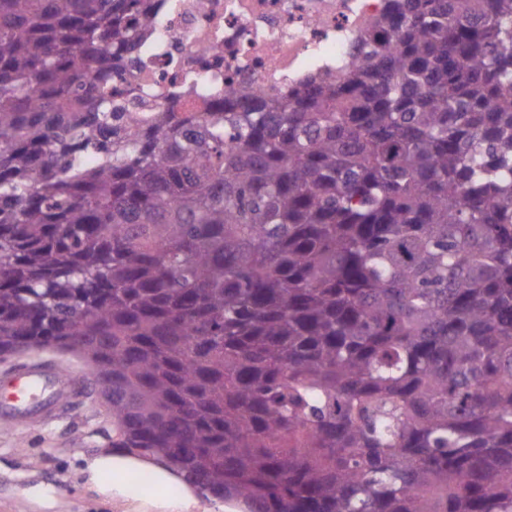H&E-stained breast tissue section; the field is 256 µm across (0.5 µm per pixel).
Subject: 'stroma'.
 Segmentation results:
<instances>
[{
	"mask_svg": "<svg viewBox=\"0 0 512 512\" xmlns=\"http://www.w3.org/2000/svg\"><path fill=\"white\" fill-rule=\"evenodd\" d=\"M30 364L62 367L79 377L80 389L64 395L53 380H44L35 397L40 413L22 422L0 421V512H234L152 461L113 472L112 488L104 490L87 469L107 453L100 431L108 411L89 366L75 355L49 350L12 357L8 366L17 372ZM142 470L153 481L133 488Z\"/></svg>",
	"mask_w": 512,
	"mask_h": 512,
	"instance_id": "stroma-1",
	"label": "stroma"
}]
</instances>
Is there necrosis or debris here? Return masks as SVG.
<instances>
[{"instance_id":"obj_1","label":"necrosis or debris","mask_w":512,"mask_h":512,"mask_svg":"<svg viewBox=\"0 0 512 512\" xmlns=\"http://www.w3.org/2000/svg\"><path fill=\"white\" fill-rule=\"evenodd\" d=\"M387 0H164L154 27L131 54V118L143 123L167 99L181 96L200 111L234 87L262 100L311 77L340 80L355 43ZM218 45L202 54V46Z\"/></svg>"}]
</instances>
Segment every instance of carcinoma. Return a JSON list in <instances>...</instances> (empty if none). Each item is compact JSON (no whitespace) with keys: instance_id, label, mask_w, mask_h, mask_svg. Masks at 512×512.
<instances>
[{"instance_id":"1","label":"carcinoma","mask_w":512,"mask_h":512,"mask_svg":"<svg viewBox=\"0 0 512 512\" xmlns=\"http://www.w3.org/2000/svg\"><path fill=\"white\" fill-rule=\"evenodd\" d=\"M160 0H0V348L239 512H512V0H391L342 82L138 129Z\"/></svg>"}]
</instances>
